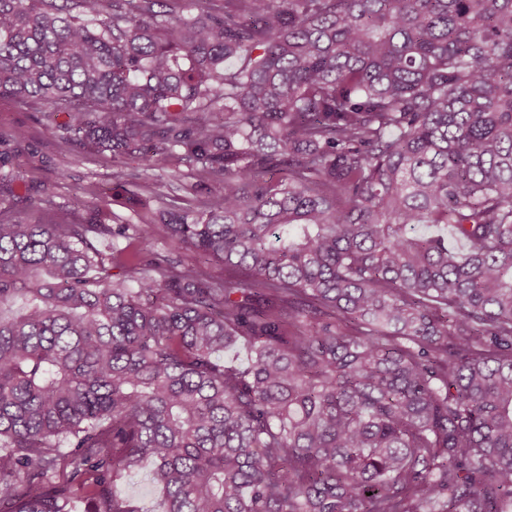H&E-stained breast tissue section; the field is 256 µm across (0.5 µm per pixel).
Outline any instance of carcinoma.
Wrapping results in <instances>:
<instances>
[{
	"mask_svg": "<svg viewBox=\"0 0 512 512\" xmlns=\"http://www.w3.org/2000/svg\"><path fill=\"white\" fill-rule=\"evenodd\" d=\"M5 96L204 195L0 181V512H512V0H0ZM115 494L129 499L142 512H156L161 498L159 489L151 482L149 468L145 467L132 474H122L112 484Z\"/></svg>",
	"mask_w": 512,
	"mask_h": 512,
	"instance_id": "obj_1",
	"label": "carcinoma"
}]
</instances>
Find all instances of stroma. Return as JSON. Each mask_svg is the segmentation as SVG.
Returning a JSON list of instances; mask_svg holds the SVG:
<instances>
[{"label":"stroma","mask_w":512,"mask_h":512,"mask_svg":"<svg viewBox=\"0 0 512 512\" xmlns=\"http://www.w3.org/2000/svg\"><path fill=\"white\" fill-rule=\"evenodd\" d=\"M65 120V114L50 113L45 103L0 98V178L11 182L31 219L77 221L86 209L105 200L119 223L143 220L156 224L160 204L193 206L191 186L196 178L178 158H169L151 171L135 162H113L110 154L63 145L60 135ZM18 129L25 131L24 139L15 138ZM121 179L148 183L153 201L144 216L127 210L121 197L115 196L114 187ZM112 490L129 499L140 512H156L161 498L145 468L117 477Z\"/></svg>","instance_id":"obj_1"}]
</instances>
